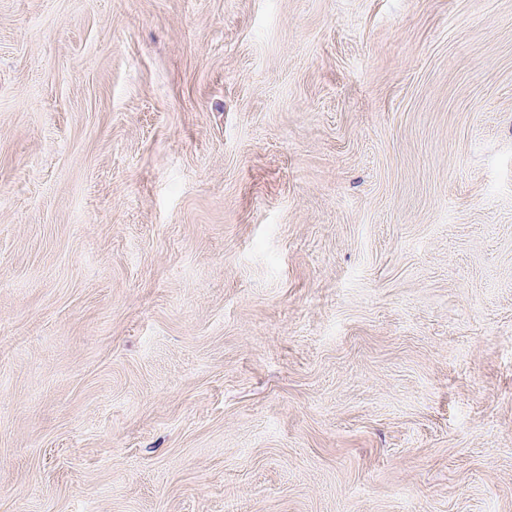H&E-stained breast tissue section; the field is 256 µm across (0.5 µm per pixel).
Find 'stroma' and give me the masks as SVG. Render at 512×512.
<instances>
[{
  "label": "stroma",
  "mask_w": 512,
  "mask_h": 512,
  "mask_svg": "<svg viewBox=\"0 0 512 512\" xmlns=\"http://www.w3.org/2000/svg\"><path fill=\"white\" fill-rule=\"evenodd\" d=\"M0 512H512V0H0Z\"/></svg>",
  "instance_id": "1"
}]
</instances>
